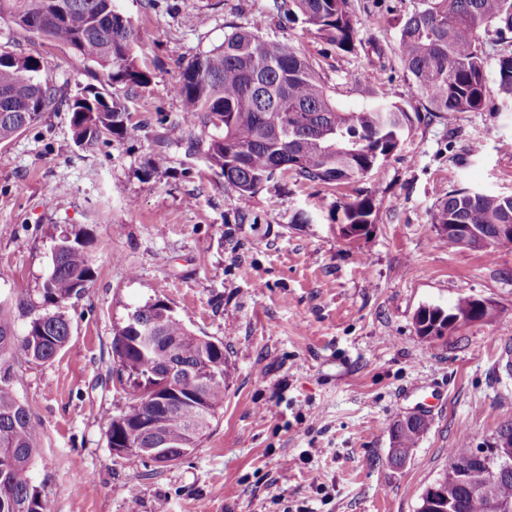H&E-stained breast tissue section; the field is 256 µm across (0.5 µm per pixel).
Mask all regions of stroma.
<instances>
[{"label":"stroma","instance_id":"35a3bbf8","mask_svg":"<svg viewBox=\"0 0 512 512\" xmlns=\"http://www.w3.org/2000/svg\"><path fill=\"white\" fill-rule=\"evenodd\" d=\"M415 3L351 0L361 44L346 56L273 0H114L150 77L120 94L128 133L78 145L62 106L0 144L1 297L40 302L59 236L94 237V279L65 308L67 344L48 362L15 365L40 430L32 481L50 512H418L449 449L490 445L512 424V252L489 258L430 224L450 189L512 195V112L450 123L424 111L361 180L278 174L242 201L174 93L182 65L234 23L299 49L341 105L362 106L376 85L414 110L386 19ZM0 45L38 54L64 92L103 80L96 64L6 17ZM365 194L377 220L352 243L340 234L343 205ZM465 296L492 301L495 318L418 336L419 307ZM159 298L193 334L223 342L229 372L207 435L166 465L113 455L107 439L127 404L112 374L113 330ZM412 414L428 430L396 469L389 426Z\"/></svg>","mask_w":512,"mask_h":512}]
</instances>
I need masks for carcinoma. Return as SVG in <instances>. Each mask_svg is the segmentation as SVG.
Returning <instances> with one entry per match:
<instances>
[{"mask_svg":"<svg viewBox=\"0 0 512 512\" xmlns=\"http://www.w3.org/2000/svg\"><path fill=\"white\" fill-rule=\"evenodd\" d=\"M63 17L45 11L46 0H0L6 15L27 33L73 48L102 70L103 85L132 89L149 81L135 54L138 32L112 0H59ZM277 12L303 16L309 30L344 55L357 51V19L350 0H274ZM399 58L412 80L422 108L453 122L462 112H498L512 106V49L487 51L485 37L498 41L512 32V0H417L413 11L394 18ZM33 54L0 49V143L65 105L71 113L75 142L91 145L122 134L125 110L96 87L73 95L43 76ZM497 76L500 99L487 88ZM175 92L186 121L210 127L207 155L224 182L242 200L251 198L274 173L326 185L354 182L387 160L409 131L410 113L388 102L376 88L358 109L344 108L329 95L307 59L293 46L267 40L235 26L224 42L197 54L182 68ZM343 223L366 235L375 223L373 197H356L343 206ZM435 229L445 224H475L488 240L487 254L512 251V236L498 226L512 224V196L460 188L448 192L432 211ZM87 233L61 236L52 252V268L39 288L41 308L20 298L11 307L0 302V512H48L32 482L31 462L39 453V429L16 390L12 358L21 354L48 362L66 345L71 324L64 308L79 298L94 278ZM28 318L17 334L12 308ZM428 322L414 319L418 335L442 336L456 327L455 316L472 312L466 297L444 308L418 309ZM112 356L117 379L127 389L125 411L113 417L107 438L136 434L140 448L161 446L178 460L192 450L224 408V343L196 336L163 300L136 308L116 327ZM428 428L420 417L399 419L389 428L388 461L401 467ZM448 471L421 496L418 512H512V468L491 478L487 467L465 442L448 450Z\"/></svg>","mask_w":512,"mask_h":512,"instance_id":"carcinoma-1","label":"carcinoma"}]
</instances>
